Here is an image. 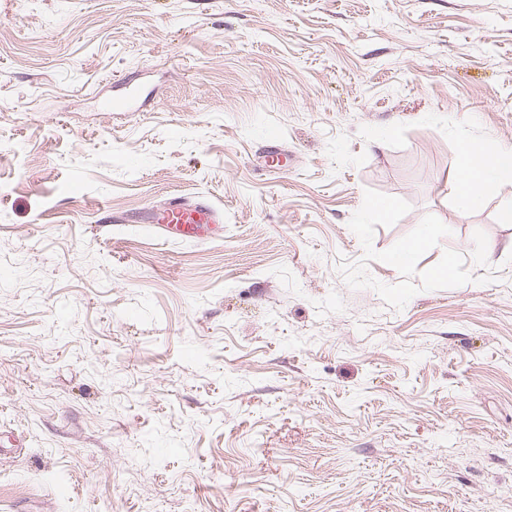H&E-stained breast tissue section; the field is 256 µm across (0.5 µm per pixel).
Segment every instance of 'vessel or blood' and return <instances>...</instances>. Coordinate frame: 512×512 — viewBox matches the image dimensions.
I'll list each match as a JSON object with an SVG mask.
<instances>
[{"mask_svg": "<svg viewBox=\"0 0 512 512\" xmlns=\"http://www.w3.org/2000/svg\"><path fill=\"white\" fill-rule=\"evenodd\" d=\"M153 224L158 237L169 238L182 231L199 232L201 225L220 224L224 221L223 212L209 202L199 200L188 202L175 197L163 206L154 209L147 217Z\"/></svg>", "mask_w": 512, "mask_h": 512, "instance_id": "b4317fda", "label": "vessel or blood"}]
</instances>
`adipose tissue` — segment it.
Wrapping results in <instances>:
<instances>
[{
	"label": "adipose tissue",
	"instance_id": "ef3b65f1",
	"mask_svg": "<svg viewBox=\"0 0 512 512\" xmlns=\"http://www.w3.org/2000/svg\"><path fill=\"white\" fill-rule=\"evenodd\" d=\"M511 172V148L488 151L481 145L465 142L460 146L452 191L462 207L474 208L495 193L500 174Z\"/></svg>",
	"mask_w": 512,
	"mask_h": 512
}]
</instances>
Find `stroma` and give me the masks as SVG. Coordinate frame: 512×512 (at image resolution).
I'll return each instance as SVG.
<instances>
[{
  "mask_svg": "<svg viewBox=\"0 0 512 512\" xmlns=\"http://www.w3.org/2000/svg\"><path fill=\"white\" fill-rule=\"evenodd\" d=\"M464 140L512 148V0H0V512H512ZM149 224H154L158 237L169 239L175 232L202 234L203 224H220L224 221L223 212L203 200L187 202L182 197H174L163 206L154 209L148 216ZM185 229H188L185 231Z\"/></svg>",
  "mask_w": 512,
  "mask_h": 512,
  "instance_id": "obj_1",
  "label": "stroma"
}]
</instances>
